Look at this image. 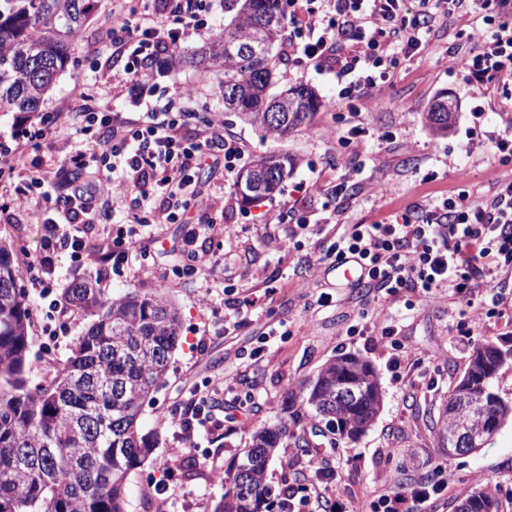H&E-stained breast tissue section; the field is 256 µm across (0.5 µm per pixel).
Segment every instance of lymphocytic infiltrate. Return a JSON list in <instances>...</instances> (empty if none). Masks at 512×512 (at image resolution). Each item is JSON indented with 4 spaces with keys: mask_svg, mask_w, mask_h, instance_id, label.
I'll return each instance as SVG.
<instances>
[{
    "mask_svg": "<svg viewBox=\"0 0 512 512\" xmlns=\"http://www.w3.org/2000/svg\"><path fill=\"white\" fill-rule=\"evenodd\" d=\"M153 14L127 9L112 21V46L124 59L115 87L139 89L147 97L138 117L96 112L86 97L71 111L51 112L38 120L18 118L14 146L0 147V173L19 174L12 192L0 200V221L11 222L18 211H44L38 250L23 252L19 263L46 314L58 311L53 298L56 261L69 253L74 262L95 265L115 276L124 275L142 228L153 224H185L183 240L191 245L206 230L215 243L223 233L211 215L212 203L198 185L201 171L223 168L234 175L245 151L234 138L215 142L222 127L220 113L202 116L190 108L194 92L183 88L166 103L153 101L155 69L192 36L211 38L218 31L213 0H154ZM292 30L288 56L297 69L310 67L335 74L345 98L360 88L382 90L390 80L391 54L412 57L428 48V34L464 14L475 25L465 35L468 50L449 53V68L459 70L470 86L493 84L512 89V0H286ZM353 45L350 54L336 51L339 43ZM70 136L57 137L60 127ZM56 137L58 180L46 188L33 170L29 147ZM95 170L93 179L76 184L71 171ZM118 201L137 196L155 199L159 208L133 214L119 225L105 252L86 250L80 225L99 224L111 214L97 208L101 196ZM360 256L366 265L365 288L376 298L439 291L459 297L468 306L491 303L493 312L511 308L502 295H489L497 276L512 273V179L495 181L491 198L477 201L466 188L443 199H427L383 214L371 223L352 224L321 256L334 263L345 254ZM173 423L182 440L194 441L224 428L206 397L186 399ZM338 512L335 476L315 463L307 484L282 489L279 512Z\"/></svg>",
    "mask_w": 512,
    "mask_h": 512,
    "instance_id": "obj_1",
    "label": "lymphocytic infiltrate"
}]
</instances>
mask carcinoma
<instances>
[{
	"mask_svg": "<svg viewBox=\"0 0 512 512\" xmlns=\"http://www.w3.org/2000/svg\"><path fill=\"white\" fill-rule=\"evenodd\" d=\"M97 8V0H0V112L34 113L70 62V45ZM230 22L193 62L224 69V109L273 137L308 124L321 100L304 84L270 93V60L286 17L282 0H230ZM263 46L261 54L243 48ZM440 94L423 112L435 133H445L455 115ZM278 109L283 120L265 122ZM294 158L270 155L245 168L265 173L264 192L253 194L239 174L247 201L276 191L295 167ZM14 260V248L0 242V512H126L129 474L152 454L149 436L137 428L143 406L153 399L180 338V315L170 301L130 292L104 297L90 277L66 291L78 311L97 312L78 338L53 382L32 385L28 377L31 312ZM512 364V346L488 342L476 351L448 395L441 418L455 417L483 429L512 420V401L495 390L499 369ZM381 393L372 366L344 354L320 370L301 395L285 399L283 417L256 431L240 463L224 471V496L213 512H262L273 505L266 482L276 448L294 436L290 427L312 412L342 437L356 439L375 420ZM27 459L18 456L20 449ZM461 512H499L497 499L474 492Z\"/></svg>",
	"mask_w": 512,
	"mask_h": 512,
	"instance_id": "obj_1",
	"label": "carcinoma"
}]
</instances>
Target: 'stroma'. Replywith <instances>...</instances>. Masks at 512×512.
<instances>
[{
  "mask_svg": "<svg viewBox=\"0 0 512 512\" xmlns=\"http://www.w3.org/2000/svg\"><path fill=\"white\" fill-rule=\"evenodd\" d=\"M129 6V0H99L91 20L71 45L73 66L58 77L42 112L65 111L75 93L82 91L97 111H135L132 96L113 98L116 69L109 60L112 16ZM471 26V20L460 18L454 28L437 33L419 55L391 65V79L380 95L352 100L338 99L334 75L301 72L288 63L283 49H275L272 64L277 89L303 83L323 102L308 126L283 138L268 136L225 111L220 67L203 69L183 63L156 71L157 96L165 99L189 86L195 91L197 112L223 113V131L239 138L247 161L285 153L297 164L271 197L258 202L245 203L240 196L229 195L223 171L201 175L202 187L213 203L212 215L224 227V249L211 272L182 278L172 275V267L186 261L172 249L184 233L180 224L150 226L152 238L163 249L147 261L134 257L125 281L101 277L93 266H77L65 253L57 260L55 297H62L76 278L91 275L97 277L106 297L133 291L159 293L181 315V338L168 374L155 402L145 405L138 419L141 433L150 435L156 447L128 477L127 512H157L148 481L160 476L166 463L178 456L200 461L203 474L179 482L170 499V512H212L224 494L221 472L234 458L243 456L252 434L276 423L283 399L299 394L324 364L346 353L374 367L382 394L379 415L355 441L338 439L321 419L308 420L297 429L294 441L276 449L271 458L266 479L272 488L304 483L311 465L322 461L336 471V496L344 512H370L372 501L380 495L419 481L439 483L442 476L437 467L442 464L454 484L419 504V512H456L464 496L481 490L496 495L500 512H512V423L482 450L465 456L449 454L440 435L441 413L451 384L483 344H512V316L477 318L464 300L444 292L408 304L401 298L375 301L362 288L337 291L326 265L318 261L346 225L372 221L377 209L389 212L441 198L461 184L474 198L484 200L492 195L496 178L512 177V163H498L486 146V135L495 129L499 112L512 110V95L493 85L484 89L467 86L458 71L449 69L444 55L448 49L465 51L457 32ZM442 93L460 105L454 127L443 135L433 133L422 119L429 103ZM475 110L482 113L477 123L471 118ZM351 121L367 131L356 156L337 140L338 129ZM378 175L392 183V192L380 207L368 195V184ZM342 180L348 186L333 217H326L322 195H305L303 209L323 225L318 235L303 239L300 247L284 246L292 225L254 221L255 216L276 213L297 184ZM228 282L256 302L255 311L230 334L224 331V285ZM269 283L276 289L270 297L265 294ZM328 292L332 301L320 304L319 296ZM27 296L34 309L29 375L32 383L46 386L91 319L67 310L65 334L47 341V320L35 310L36 293L31 290ZM364 310L376 326H400L398 340L406 350L400 370L389 366V339L347 335L348 326ZM473 321L478 324L473 335H460L459 325ZM279 322L287 325L288 338L260 344L266 327ZM193 393L213 399L217 417L235 413L234 428L195 445L178 439L171 417Z\"/></svg>",
  "mask_w": 512,
  "mask_h": 512,
  "instance_id": "1",
  "label": "stroma"
}]
</instances>
